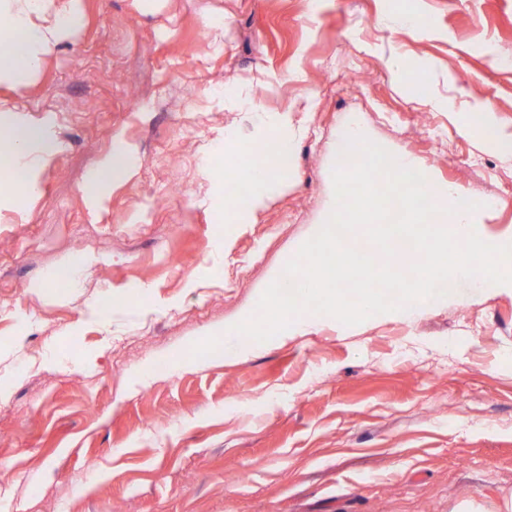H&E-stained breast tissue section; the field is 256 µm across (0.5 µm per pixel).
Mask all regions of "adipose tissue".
Returning a JSON list of instances; mask_svg holds the SVG:
<instances>
[{
	"mask_svg": "<svg viewBox=\"0 0 512 512\" xmlns=\"http://www.w3.org/2000/svg\"><path fill=\"white\" fill-rule=\"evenodd\" d=\"M83 25L79 0H0V43L9 53L0 55V85L19 91L39 74L45 60L61 44L72 40ZM60 141L52 117L31 119L9 100H0V158L8 168L0 178V207L23 204L39 190V177L57 153ZM136 157L123 138H114L110 152L88 175L84 194L88 207L98 210L112 182L130 176ZM235 177L240 192L227 209L242 213L263 203V176L245 158H238Z\"/></svg>",
	"mask_w": 512,
	"mask_h": 512,
	"instance_id": "adipose-tissue-1",
	"label": "adipose tissue"
}]
</instances>
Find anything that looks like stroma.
Listing matches in <instances>:
<instances>
[{
	"mask_svg": "<svg viewBox=\"0 0 512 512\" xmlns=\"http://www.w3.org/2000/svg\"><path fill=\"white\" fill-rule=\"evenodd\" d=\"M82 8L13 98L53 110L62 147L25 207L0 212V512H504L512 292L463 279L408 318L318 319L263 343L232 328L325 223L353 126L480 203L485 235H512V161L470 122L485 108L512 133V0ZM222 87L247 111L225 110ZM283 116L287 171L257 211L218 214L203 147L220 136L233 153ZM117 134L137 172L93 212L85 175ZM85 255L80 287L38 292ZM109 291L127 302L104 328L87 305ZM216 338L222 357L166 370Z\"/></svg>",
	"mask_w": 512,
	"mask_h": 512,
	"instance_id": "stroma-1",
	"label": "stroma"
}]
</instances>
